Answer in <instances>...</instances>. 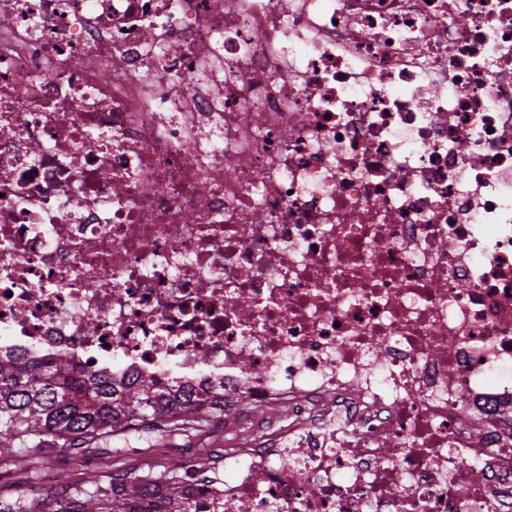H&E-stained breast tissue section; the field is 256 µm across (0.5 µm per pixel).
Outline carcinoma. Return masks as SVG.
I'll return each mask as SVG.
<instances>
[{
    "mask_svg": "<svg viewBox=\"0 0 512 512\" xmlns=\"http://www.w3.org/2000/svg\"><path fill=\"white\" fill-rule=\"evenodd\" d=\"M208 414H224V399L179 387L162 390L150 379L115 385L103 374L85 377L65 356L29 366L0 358V463L21 468L28 482L38 480L45 463L97 450L135 421L200 432ZM30 443L37 456L28 459ZM195 464L220 481L218 459L204 454ZM182 471L181 462L151 455L121 473L106 464L49 497L18 495L0 512H198L197 490Z\"/></svg>",
    "mask_w": 512,
    "mask_h": 512,
    "instance_id": "1",
    "label": "carcinoma"
}]
</instances>
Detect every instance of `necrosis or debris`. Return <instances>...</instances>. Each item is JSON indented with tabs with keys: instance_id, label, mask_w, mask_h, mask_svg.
Here are the masks:
<instances>
[{
	"instance_id": "4bbe7bcc",
	"label": "necrosis or debris",
	"mask_w": 512,
	"mask_h": 512,
	"mask_svg": "<svg viewBox=\"0 0 512 512\" xmlns=\"http://www.w3.org/2000/svg\"><path fill=\"white\" fill-rule=\"evenodd\" d=\"M0 355L223 396L201 512H512V0H0Z\"/></svg>"
}]
</instances>
